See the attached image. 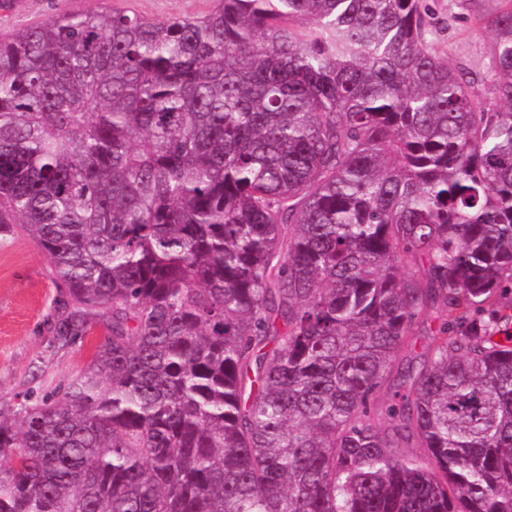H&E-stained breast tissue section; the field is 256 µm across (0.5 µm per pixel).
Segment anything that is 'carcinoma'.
<instances>
[{"instance_id":"obj_1","label":"carcinoma","mask_w":512,"mask_h":512,"mask_svg":"<svg viewBox=\"0 0 512 512\" xmlns=\"http://www.w3.org/2000/svg\"><path fill=\"white\" fill-rule=\"evenodd\" d=\"M424 13L219 0L0 39V235L46 254L59 343L103 332L0 400V512H512V7L487 87Z\"/></svg>"}]
</instances>
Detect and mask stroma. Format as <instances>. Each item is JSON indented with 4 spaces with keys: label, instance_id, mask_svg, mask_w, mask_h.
Listing matches in <instances>:
<instances>
[{
    "label": "stroma",
    "instance_id": "stroma-1",
    "mask_svg": "<svg viewBox=\"0 0 512 512\" xmlns=\"http://www.w3.org/2000/svg\"><path fill=\"white\" fill-rule=\"evenodd\" d=\"M428 35L438 55L455 68L489 80L495 73L489 21L503 0H426ZM215 0H0V38L64 13L103 7L144 18H197ZM59 286L44 252L27 237L0 239V400L42 397L76 378L99 341L98 332L61 345L53 338Z\"/></svg>",
    "mask_w": 512,
    "mask_h": 512
}]
</instances>
